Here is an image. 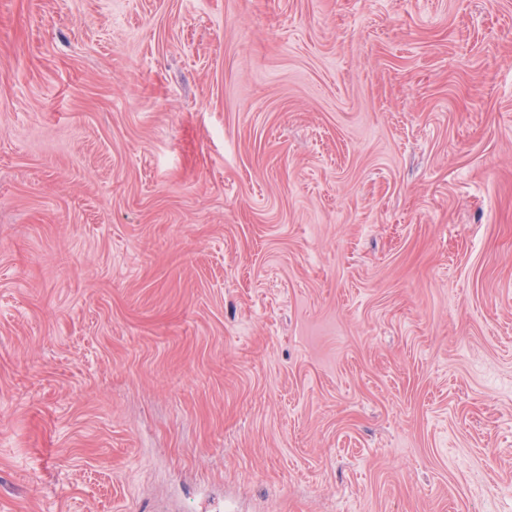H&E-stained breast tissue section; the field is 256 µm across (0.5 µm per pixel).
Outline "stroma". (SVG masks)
Listing matches in <instances>:
<instances>
[{
	"label": "stroma",
	"mask_w": 512,
	"mask_h": 512,
	"mask_svg": "<svg viewBox=\"0 0 512 512\" xmlns=\"http://www.w3.org/2000/svg\"><path fill=\"white\" fill-rule=\"evenodd\" d=\"M0 512H512V0H0Z\"/></svg>",
	"instance_id": "35a3bbf8"
}]
</instances>
